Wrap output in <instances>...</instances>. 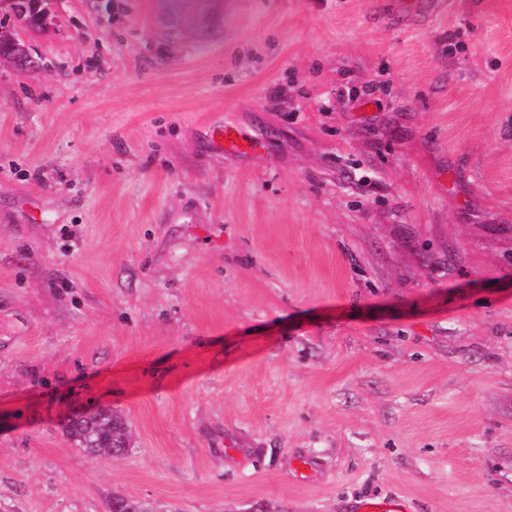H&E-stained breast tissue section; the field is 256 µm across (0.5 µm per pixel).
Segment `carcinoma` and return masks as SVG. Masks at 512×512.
<instances>
[{"label": "carcinoma", "mask_w": 512, "mask_h": 512, "mask_svg": "<svg viewBox=\"0 0 512 512\" xmlns=\"http://www.w3.org/2000/svg\"><path fill=\"white\" fill-rule=\"evenodd\" d=\"M39 0H12L15 14L28 17L33 24L39 23L41 11L37 9ZM65 432L74 446L89 455H97L103 448H111L115 455H123L130 448V430L126 422L110 409H102L85 414L69 421ZM109 504L117 512H154L152 504L145 500H135L114 495Z\"/></svg>", "instance_id": "carcinoma-1"}]
</instances>
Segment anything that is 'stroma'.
Wrapping results in <instances>:
<instances>
[{"label":"stroma","mask_w":512,"mask_h":512,"mask_svg":"<svg viewBox=\"0 0 512 512\" xmlns=\"http://www.w3.org/2000/svg\"><path fill=\"white\" fill-rule=\"evenodd\" d=\"M42 6L0 58V512H512V0ZM90 404L124 456L72 445ZM232 133H235V139H231ZM213 135L217 139L219 146L224 150V153L249 155L257 152V144L233 127L219 126L214 129ZM65 432L76 448L96 456L102 448L124 455L130 448V430L126 422L110 409H102L69 421Z\"/></svg>","instance_id":"1"}]
</instances>
